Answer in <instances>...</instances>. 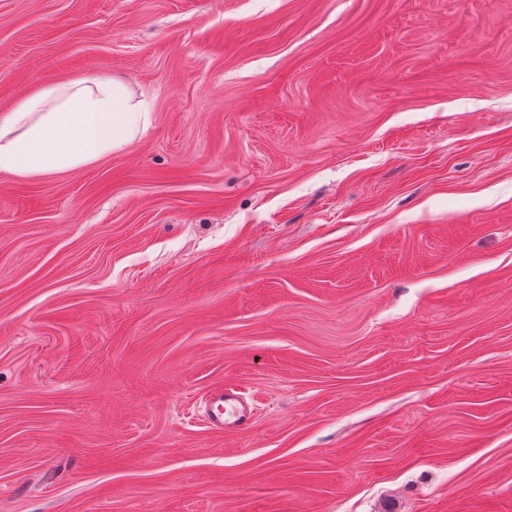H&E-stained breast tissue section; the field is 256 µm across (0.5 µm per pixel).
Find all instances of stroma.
Returning <instances> with one entry per match:
<instances>
[{"instance_id":"stroma-1","label":"stroma","mask_w":512,"mask_h":512,"mask_svg":"<svg viewBox=\"0 0 512 512\" xmlns=\"http://www.w3.org/2000/svg\"><path fill=\"white\" fill-rule=\"evenodd\" d=\"M97 75L146 135L0 174V512H512V0H0V110ZM209 404L213 410L207 420L214 431L245 428L252 420L253 409L234 388L214 389L209 395Z\"/></svg>"}]
</instances>
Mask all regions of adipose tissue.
<instances>
[{"mask_svg":"<svg viewBox=\"0 0 512 512\" xmlns=\"http://www.w3.org/2000/svg\"><path fill=\"white\" fill-rule=\"evenodd\" d=\"M153 114L120 78L40 85L0 112V173L34 179L75 171L141 139Z\"/></svg>","mask_w":512,"mask_h":512,"instance_id":"adipose-tissue-1","label":"adipose tissue"}]
</instances>
